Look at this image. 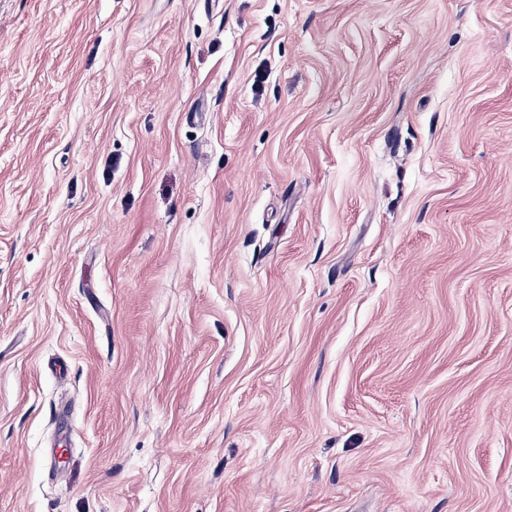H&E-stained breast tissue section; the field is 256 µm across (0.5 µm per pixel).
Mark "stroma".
<instances>
[{"label": "stroma", "instance_id": "obj_1", "mask_svg": "<svg viewBox=\"0 0 512 512\" xmlns=\"http://www.w3.org/2000/svg\"><path fill=\"white\" fill-rule=\"evenodd\" d=\"M0 512H512V0H0Z\"/></svg>", "mask_w": 512, "mask_h": 512}]
</instances>
